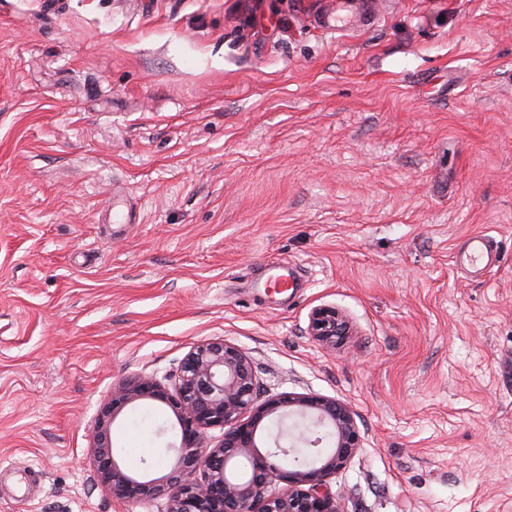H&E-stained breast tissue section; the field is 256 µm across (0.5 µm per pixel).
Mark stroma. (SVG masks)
Returning <instances> with one entry per match:
<instances>
[{"instance_id":"obj_1","label":"stroma","mask_w":512,"mask_h":512,"mask_svg":"<svg viewBox=\"0 0 512 512\" xmlns=\"http://www.w3.org/2000/svg\"><path fill=\"white\" fill-rule=\"evenodd\" d=\"M218 337L356 410L346 512H512V0H0V512H167L99 407ZM496 248V242L489 236H476L472 240L471 249L467 257V262L472 267H479L483 263L487 265L486 259L489 253ZM308 331L318 341L332 348L356 334V328L350 316L333 304H322L311 310L308 317Z\"/></svg>"}]
</instances>
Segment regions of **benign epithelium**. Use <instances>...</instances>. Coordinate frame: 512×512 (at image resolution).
<instances>
[{
    "label": "benign epithelium",
    "instance_id": "benign-epithelium-1",
    "mask_svg": "<svg viewBox=\"0 0 512 512\" xmlns=\"http://www.w3.org/2000/svg\"><path fill=\"white\" fill-rule=\"evenodd\" d=\"M308 331L336 347L356 334L333 304L314 307ZM156 404L168 415L176 464L162 477L128 470L113 450L112 426L126 411ZM223 432L210 446V430ZM364 437L353 407L318 393L258 396V378L244 348L224 339L193 347L174 383L127 378L101 404L93 441L99 480L125 500L162 498L168 512H346L329 479L344 469ZM308 449L309 461L287 456Z\"/></svg>",
    "mask_w": 512,
    "mask_h": 512
}]
</instances>
